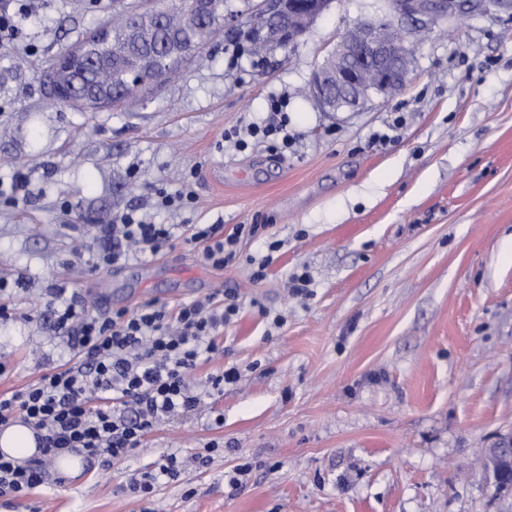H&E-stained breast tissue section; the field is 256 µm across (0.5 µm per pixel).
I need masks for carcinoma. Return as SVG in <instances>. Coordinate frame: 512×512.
Listing matches in <instances>:
<instances>
[{
	"instance_id": "cac0c4a2",
	"label": "carcinoma",
	"mask_w": 512,
	"mask_h": 512,
	"mask_svg": "<svg viewBox=\"0 0 512 512\" xmlns=\"http://www.w3.org/2000/svg\"><path fill=\"white\" fill-rule=\"evenodd\" d=\"M189 0H169L162 15L155 7H142L126 0H112V42L91 44L87 56L96 62L68 75V87L55 98L61 107L97 110L121 101L146 100L147 94L178 76L188 57L186 49L203 45L224 30L232 13L229 0H214L213 9L198 20L186 19ZM144 75L142 88L130 84ZM496 493L504 500L512 496V470L502 467Z\"/></svg>"
}]
</instances>
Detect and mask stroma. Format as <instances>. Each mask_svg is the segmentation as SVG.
<instances>
[{
  "instance_id": "35a3bbf8",
  "label": "stroma",
  "mask_w": 512,
  "mask_h": 512,
  "mask_svg": "<svg viewBox=\"0 0 512 512\" xmlns=\"http://www.w3.org/2000/svg\"><path fill=\"white\" fill-rule=\"evenodd\" d=\"M27 2L20 37L0 46V273L22 282L0 318V395L69 362L45 306L56 283L106 315L234 289L241 312L190 380L232 365L241 378L212 399L223 426L167 419L121 463L0 498V512H505L482 463L512 437V12L470 8L463 27L423 31L407 88L357 112L320 111L301 91L337 36L383 18L386 0H335L294 46L263 56L225 29L146 106L78 112L53 105L41 76L111 21L112 0ZM274 96L291 146L225 141L267 122ZM158 187L195 201L159 206ZM130 210L265 231L221 270L179 243L101 269L76 255L98 215ZM266 256L253 281L251 259ZM302 270L304 298L285 287ZM212 441L210 463L152 497L131 491L161 455Z\"/></svg>"
}]
</instances>
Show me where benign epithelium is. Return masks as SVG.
<instances>
[{"label": "benign epithelium", "mask_w": 512, "mask_h": 512, "mask_svg": "<svg viewBox=\"0 0 512 512\" xmlns=\"http://www.w3.org/2000/svg\"><path fill=\"white\" fill-rule=\"evenodd\" d=\"M333 0H249L246 9L228 17L227 25L245 23L265 36L270 30V9L282 18L280 46H293L331 8ZM462 12L460 0H393V18L398 37L382 35V23L358 22L346 29L311 75L312 97L323 112H353L372 99L385 100L400 91L410 67L404 64L407 45L402 23L427 25L434 20L455 18ZM81 56L75 47L55 59L48 78L61 80L67 61Z\"/></svg>", "instance_id": "7a95c632"}]
</instances>
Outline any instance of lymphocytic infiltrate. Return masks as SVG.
Here are the masks:
<instances>
[{
    "label": "lymphocytic infiltrate",
    "mask_w": 512,
    "mask_h": 512,
    "mask_svg": "<svg viewBox=\"0 0 512 512\" xmlns=\"http://www.w3.org/2000/svg\"><path fill=\"white\" fill-rule=\"evenodd\" d=\"M256 224L225 231L220 224H158L131 210L94 227L98 263L120 265L154 256L181 241L198 261L224 268L238 256L241 239ZM47 302L55 329L77 361L41 375L26 388L0 395V426H29L38 439L35 456L19 462L0 453V496L19 498L47 483L62 454L81 451L107 463L123 461L162 420L198 413L205 392L188 380L218 348L217 338L240 312L236 292L169 308L156 301L103 316L92 313L66 286L51 288ZM184 464L162 455L151 470L132 479L142 496L178 481Z\"/></svg>",
    "instance_id": "f902f5d3"
}]
</instances>
